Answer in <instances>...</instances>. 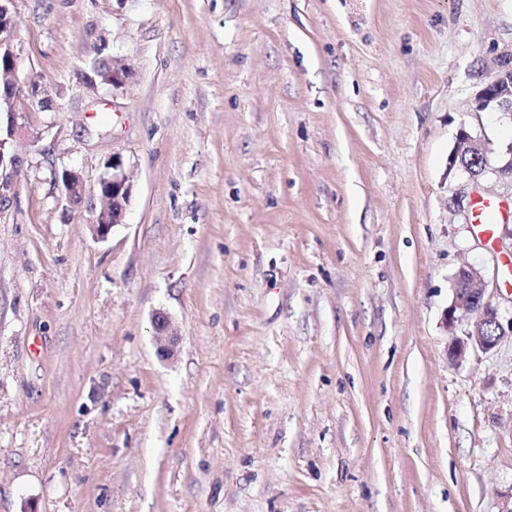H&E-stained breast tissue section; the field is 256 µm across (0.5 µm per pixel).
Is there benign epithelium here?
<instances>
[{"label":"benign epithelium","instance_id":"obj_1","mask_svg":"<svg viewBox=\"0 0 512 512\" xmlns=\"http://www.w3.org/2000/svg\"><path fill=\"white\" fill-rule=\"evenodd\" d=\"M13 0H0V75H7L8 82H0V112L8 117L7 136L0 135V168L13 161L8 153V139L15 132L18 116V106L22 101V91L15 81L19 66V57L13 44V19L9 5ZM476 110L482 111L491 103L512 102V71L499 68L495 75L486 81L477 93ZM469 154L472 167H464L474 180L490 172L488 164L478 163L486 155L485 144L474 139L465 129L458 134V150L451 159L456 163ZM121 162L112 161V174L101 177L95 188L97 196L103 202V207L95 214L93 233L98 238L107 236L111 228L124 223L127 206L132 194V185L120 171ZM62 186L66 196L72 201L82 199L86 187L81 175L76 171L63 172ZM463 311L472 316L470 328L465 338L456 339L451 344L448 355L455 363L465 361L476 352L488 353L495 349L506 336L512 337V318L503 322L498 305L491 302L487 296V288L481 271L466 265L457 271L453 283V299L447 308V327L454 326L456 312ZM154 336L160 343L159 351L163 356H170L177 341V334L170 317L161 311L152 316Z\"/></svg>","mask_w":512,"mask_h":512}]
</instances>
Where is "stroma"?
I'll return each instance as SVG.
<instances>
[{"label":"stroma","mask_w":512,"mask_h":512,"mask_svg":"<svg viewBox=\"0 0 512 512\" xmlns=\"http://www.w3.org/2000/svg\"><path fill=\"white\" fill-rule=\"evenodd\" d=\"M0 169V512H501L512 339L461 364L453 276L512 225V0H14ZM120 85H88L93 61ZM490 175L450 168L459 129ZM133 186L90 224L111 159ZM78 171L70 201L56 181ZM178 333L162 357L151 317ZM13 0L0 1V168L13 157L8 153V140L15 132L18 116V106L22 98V91L15 81V74L19 66V57L13 44L14 30L13 19L9 5ZM7 74L8 82L3 84L1 75ZM2 112L8 117L7 137L2 136ZM495 75L486 81L477 93V111L486 109L491 103L512 102V59L505 58ZM112 175L101 177L95 192L103 202V207L95 214L91 224L93 233L98 238L107 236L111 228L124 222L127 206L132 194V185L127 177L119 171L121 162L112 159ZM500 211V204L491 200L482 198L473 204L474 228L491 247H494L495 244V222Z\"/></svg>","instance_id":"35a3bbf8"}]
</instances>
